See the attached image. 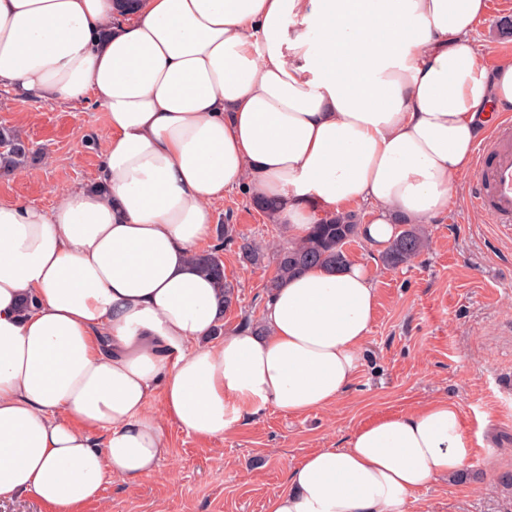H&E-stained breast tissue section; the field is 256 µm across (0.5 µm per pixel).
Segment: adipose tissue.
<instances>
[{
  "label": "adipose tissue",
  "mask_w": 512,
  "mask_h": 512,
  "mask_svg": "<svg viewBox=\"0 0 512 512\" xmlns=\"http://www.w3.org/2000/svg\"><path fill=\"white\" fill-rule=\"evenodd\" d=\"M486 0H0V87L97 104V185L43 210L0 200V500L82 512L105 480L158 475L162 420L224 435L273 408L326 409L353 382L377 294L366 266L277 289L263 329L213 338L224 305L192 258L225 191L303 237L369 206L386 248L456 201L512 108V61L471 43ZM162 414H155L153 397ZM473 455L440 399L289 466L267 512H399Z\"/></svg>",
  "instance_id": "ef3b65f1"
}]
</instances>
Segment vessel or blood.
<instances>
[{
	"label": "vessel or blood",
	"mask_w": 512,
	"mask_h": 512,
	"mask_svg": "<svg viewBox=\"0 0 512 512\" xmlns=\"http://www.w3.org/2000/svg\"><path fill=\"white\" fill-rule=\"evenodd\" d=\"M472 200L490 223L512 229V123L496 126L470 173Z\"/></svg>",
	"instance_id": "vessel-or-blood-1"
}]
</instances>
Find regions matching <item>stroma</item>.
<instances>
[{
	"mask_svg": "<svg viewBox=\"0 0 512 512\" xmlns=\"http://www.w3.org/2000/svg\"><path fill=\"white\" fill-rule=\"evenodd\" d=\"M512 4L488 5L472 44L486 70L512 61V38L498 21ZM0 125L16 129L37 160L0 176V199L48 209L59 191L89 186L101 163L105 114L93 102L23 104L0 88ZM447 213L423 225L427 250L398 268L364 240L348 248L377 293L375 317L349 390L329 409L287 416L270 409L221 437L201 438L165 423L171 448L161 474L127 486L108 481L82 512H267L289 465L322 448L341 447L362 425L434 399L453 401L474 453L465 472L415 492L402 512H512V230L489 223L471 204V186ZM261 249L250 264L242 240ZM288 228L261 212L243 190L226 191L201 244L217 251L237 295L224 330L258 326L274 271L273 247Z\"/></svg>",
	"mask_w": 512,
	"mask_h": 512,
	"instance_id": "1",
	"label": "stroma"
}]
</instances>
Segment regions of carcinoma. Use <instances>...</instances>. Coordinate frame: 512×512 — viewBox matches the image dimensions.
<instances>
[{"instance_id":"obj_1","label":"carcinoma","mask_w":512,"mask_h":512,"mask_svg":"<svg viewBox=\"0 0 512 512\" xmlns=\"http://www.w3.org/2000/svg\"><path fill=\"white\" fill-rule=\"evenodd\" d=\"M35 160V152L9 127H0V169L8 175ZM361 224L354 213L337 214L311 225L301 239H294L275 252L274 275L267 281V294L290 277L313 266L339 270L348 262L347 246L360 238ZM427 248V238L413 227L402 230L385 253L387 266L397 268L420 256ZM194 261L200 272L213 280L224 297V308L234 299V287L227 281L224 264L214 252L198 253Z\"/></svg>"}]
</instances>
